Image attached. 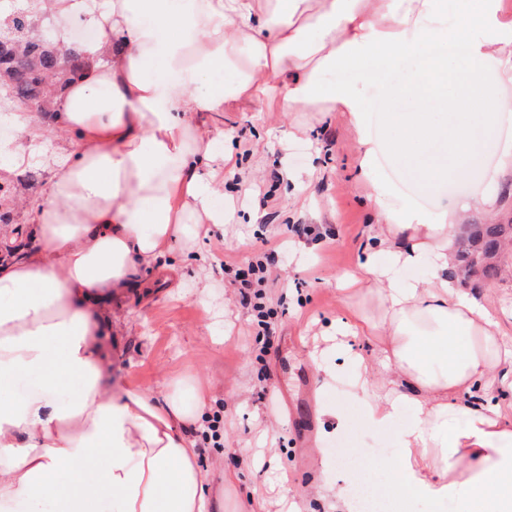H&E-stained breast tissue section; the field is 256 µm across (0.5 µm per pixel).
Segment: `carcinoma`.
<instances>
[{
	"instance_id": "cac0c4a2",
	"label": "carcinoma",
	"mask_w": 512,
	"mask_h": 512,
	"mask_svg": "<svg viewBox=\"0 0 512 512\" xmlns=\"http://www.w3.org/2000/svg\"><path fill=\"white\" fill-rule=\"evenodd\" d=\"M37 22L23 9L0 35V88L13 104L34 112L50 125L57 89L80 77L83 63L73 48H63L34 34ZM512 244V224L488 220L468 224L456 242L457 274L483 288L504 272L500 257Z\"/></svg>"
}]
</instances>
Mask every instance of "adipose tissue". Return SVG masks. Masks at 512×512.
Masks as SVG:
<instances>
[{
  "label": "adipose tissue",
  "mask_w": 512,
  "mask_h": 512,
  "mask_svg": "<svg viewBox=\"0 0 512 512\" xmlns=\"http://www.w3.org/2000/svg\"><path fill=\"white\" fill-rule=\"evenodd\" d=\"M68 45L92 29L83 79L54 99L48 150L30 112L10 169L53 171L29 202L36 249L0 258V512H209L207 476L183 434L203 396L181 384L164 404L113 394L101 338L113 296L143 288L174 245L191 249L200 220L224 222V132L199 119L280 111L345 115L377 220L359 272L338 281L375 295L377 320L340 322L364 421L411 423L386 461L395 501L465 493L466 512H512V342L486 296L463 288L453 242L471 216L494 214L512 168V9L503 0H28ZM345 79L333 81L336 71ZM404 76L396 83L387 76ZM381 79L383 131L364 88ZM431 194L483 189L433 214L400 193L379 156ZM372 336L373 358L348 340Z\"/></svg>",
  "instance_id": "ef3b65f1"
}]
</instances>
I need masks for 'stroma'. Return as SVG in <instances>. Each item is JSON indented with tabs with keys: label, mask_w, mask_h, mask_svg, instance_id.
I'll return each instance as SVG.
<instances>
[{
	"label": "stroma",
	"mask_w": 512,
	"mask_h": 512,
	"mask_svg": "<svg viewBox=\"0 0 512 512\" xmlns=\"http://www.w3.org/2000/svg\"><path fill=\"white\" fill-rule=\"evenodd\" d=\"M298 126L300 140L282 142L279 130ZM226 147L242 154L237 169L224 171L225 225L201 244L209 255L198 265L191 252L168 258L182 266L183 287L147 298L132 292L112 300V333L104 344L112 360L113 390L140 391L164 403L173 384L188 381L201 391L221 421L219 445L203 439L208 420L187 428L200 467L214 475L211 496L224 512H331L319 494L324 480L364 471L394 458L397 435L412 420L400 410L385 430L357 420V404L345 382L320 389L331 361L338 321L352 309L377 313L373 296L343 305L339 276L355 270L361 243L374 234L368 186L354 168L355 145L346 118L336 112H229ZM7 143L0 140V211L12 218L11 246L31 248L29 200L46 195L49 174L2 170ZM312 171L310 189L292 196L286 173ZM290 224H308L311 235L292 237ZM274 254L258 284L276 311L272 337L260 336L251 306L240 302V284L225 266H244ZM333 404L353 415L349 432L332 431L322 414ZM289 505H282L283 495Z\"/></svg>",
	"instance_id": "35a3bbf8"
}]
</instances>
